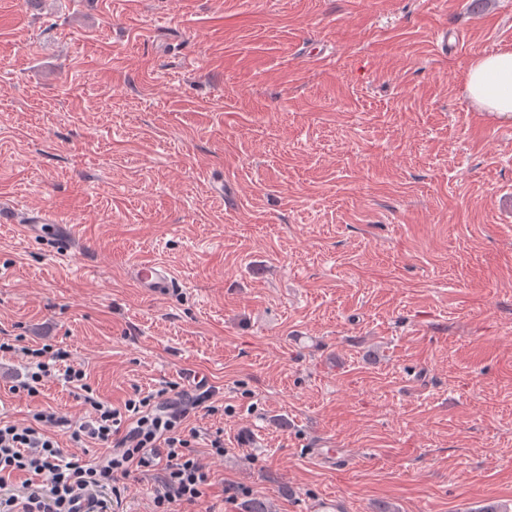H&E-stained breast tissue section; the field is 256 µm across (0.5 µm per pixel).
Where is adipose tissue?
I'll list each match as a JSON object with an SVG mask.
<instances>
[{
	"label": "adipose tissue",
	"instance_id": "1",
	"mask_svg": "<svg viewBox=\"0 0 512 512\" xmlns=\"http://www.w3.org/2000/svg\"><path fill=\"white\" fill-rule=\"evenodd\" d=\"M462 85L478 111L512 119V48L497 49L470 60Z\"/></svg>",
	"mask_w": 512,
	"mask_h": 512
}]
</instances>
